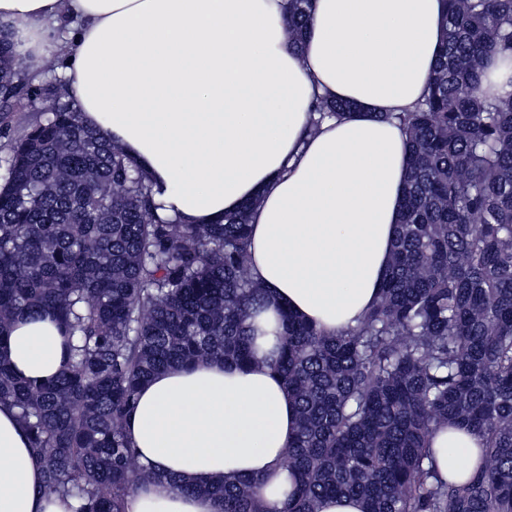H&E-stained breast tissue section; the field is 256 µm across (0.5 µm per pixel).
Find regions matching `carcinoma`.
Masks as SVG:
<instances>
[{
	"mask_svg": "<svg viewBox=\"0 0 512 512\" xmlns=\"http://www.w3.org/2000/svg\"><path fill=\"white\" fill-rule=\"evenodd\" d=\"M445 2L428 94L382 114L402 127L409 168L378 299L334 335L280 312L270 368L296 397L299 427L279 512H316L329 495L365 512H512V94L481 86L489 60L512 53V0ZM310 7L288 0L295 49ZM20 58L1 35L5 119L23 90ZM65 95L44 99L0 185V344L17 315H49L64 366L37 382L0 358V403L43 462L40 493L76 499L77 512H125L156 478L126 434L139 387L177 365L247 362L264 289L247 266L250 205L222 224L160 213L143 172ZM351 109L321 97L311 127ZM443 426L482 438L461 480L429 451ZM173 483L218 497L223 512H269L255 478Z\"/></svg>",
	"mask_w": 512,
	"mask_h": 512,
	"instance_id": "obj_1",
	"label": "carcinoma"
}]
</instances>
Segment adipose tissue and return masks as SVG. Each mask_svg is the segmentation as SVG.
<instances>
[{"instance_id": "obj_1", "label": "adipose tissue", "mask_w": 512, "mask_h": 512, "mask_svg": "<svg viewBox=\"0 0 512 512\" xmlns=\"http://www.w3.org/2000/svg\"><path fill=\"white\" fill-rule=\"evenodd\" d=\"M288 0H0L25 53L66 61L72 106L159 189L168 214L220 224L253 202L247 264L266 290L247 366H176L143 384L126 433L157 480L126 512H222L170 477L208 484L253 477L277 512L291 478L281 462L298 429L293 396L267 362L281 308L328 334L356 325L391 260L408 170L406 136L388 113L423 100L443 36L444 0H312L303 53L288 43ZM357 104L308 133L317 97ZM50 319L19 316L0 356L24 378L61 369ZM480 440L435 432L444 477L478 463ZM42 465L0 404V512H76L45 498Z\"/></svg>"}]
</instances>
